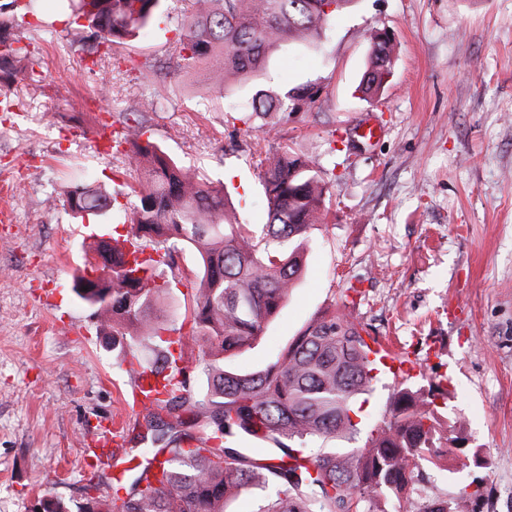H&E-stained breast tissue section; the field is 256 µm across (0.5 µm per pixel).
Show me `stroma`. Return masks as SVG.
Wrapping results in <instances>:
<instances>
[{
  "mask_svg": "<svg viewBox=\"0 0 512 512\" xmlns=\"http://www.w3.org/2000/svg\"><path fill=\"white\" fill-rule=\"evenodd\" d=\"M182 7L169 0L140 40L105 54L65 0H37L18 21L43 82L14 85L15 107L0 111V512H36L46 494L81 512L110 483L87 435L121 415L127 447L149 432L144 407L123 408L127 365L72 290L112 217L81 224L53 199L74 171L130 205L128 157L95 137L129 112L174 158L245 195L253 224L266 217L254 143L326 170L330 209L301 276L232 367L264 368L311 318L347 304L370 336L417 358L415 385H442L438 406L467 434L466 447H448L450 471L420 481L416 498L477 478L480 512H512V0H352L318 42L271 57L265 82L321 91L311 109L256 133L225 124L250 100L238 89L218 97L207 66L140 75L138 64L165 60ZM379 30L398 53L366 98L357 86ZM363 124L380 136L362 140Z\"/></svg>",
  "mask_w": 512,
  "mask_h": 512,
  "instance_id": "obj_1",
  "label": "stroma"
}]
</instances>
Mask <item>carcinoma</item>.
Segmentation results:
<instances>
[{
	"instance_id": "obj_1",
	"label": "carcinoma",
	"mask_w": 512,
	"mask_h": 512,
	"mask_svg": "<svg viewBox=\"0 0 512 512\" xmlns=\"http://www.w3.org/2000/svg\"><path fill=\"white\" fill-rule=\"evenodd\" d=\"M80 27L110 49L126 45L164 12L165 0H69ZM351 0H192L169 43L166 68L211 66L216 89L233 75L252 85L251 111L225 113V122L254 127L288 122V116L316 102L311 82L281 91L265 88L269 56L290 43H312L336 12ZM24 0L0 4V95L16 80L36 90L41 71L28 46L11 36ZM396 59L394 37H372L367 69L358 86L376 95ZM115 147L130 146L139 176L128 186L130 210L117 197L69 181L59 201L76 218L102 216L130 224L141 241L133 261L125 260L127 239L118 231L100 239L96 252L112 254L97 274L75 276L73 290L91 310L112 346H123L131 330L153 344L154 359L124 353L129 372L154 378L144 391L150 404L165 405L171 420L151 422V447L139 449L144 463L128 481L116 479L112 497H96L83 512H231L242 493L260 490L256 512H475L480 489L460 487L423 507L414 496L422 470H448L438 452L448 439V418L435 403L436 389L400 383L379 422L358 448L333 443L357 439L363 424L362 397L373 390L382 356L366 341L365 329L342 309L312 318L263 369L230 370L224 360L256 344L288 302L299 279L306 246L329 210L323 171L303 154L284 147L258 158L266 200V223L242 224L228 207L224 185L174 160L137 123L115 132ZM152 246L157 257L145 255ZM197 253L190 318L200 341L199 366L207 379L202 401H190L192 374L184 366L182 337L166 314L155 315L160 293L176 278L175 253ZM203 424L197 433L191 428ZM259 441L262 458L244 447Z\"/></svg>"
}]
</instances>
